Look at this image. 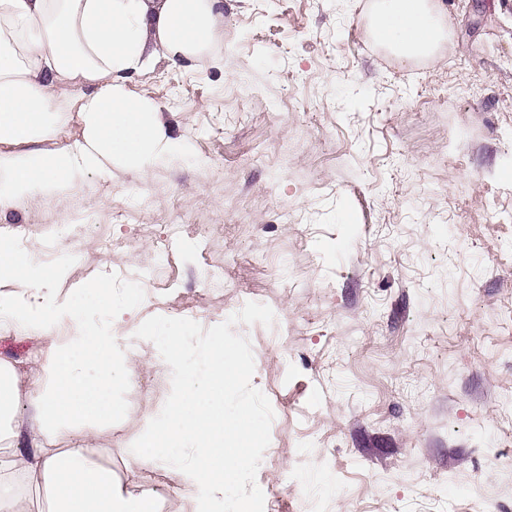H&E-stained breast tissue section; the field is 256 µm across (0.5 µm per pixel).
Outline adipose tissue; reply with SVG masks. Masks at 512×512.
<instances>
[{
  "instance_id": "adipose-tissue-1",
  "label": "adipose tissue",
  "mask_w": 512,
  "mask_h": 512,
  "mask_svg": "<svg viewBox=\"0 0 512 512\" xmlns=\"http://www.w3.org/2000/svg\"><path fill=\"white\" fill-rule=\"evenodd\" d=\"M370 33L407 59L435 55L447 38L437 0H375ZM223 37L224 0H0V206L116 157L143 172L174 158L159 105L132 97L129 75L161 60L192 65ZM60 86L76 88L75 98L55 100ZM74 117L80 136L43 150ZM52 273L0 238V330L45 344L29 377L0 360V512H159L157 494L123 483L96 459V437L112 426V394L130 381L133 356L114 336L96 335L68 301L42 296Z\"/></svg>"
}]
</instances>
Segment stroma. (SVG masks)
I'll return each mask as SVG.
<instances>
[{
	"label": "stroma",
	"mask_w": 512,
	"mask_h": 512,
	"mask_svg": "<svg viewBox=\"0 0 512 512\" xmlns=\"http://www.w3.org/2000/svg\"><path fill=\"white\" fill-rule=\"evenodd\" d=\"M440 4L447 41L403 60L370 37L371 0H224L209 57L128 81L176 159L0 209V237L42 263L75 253L47 299L139 354L97 455L163 491L161 512L194 505L168 491L181 473L124 446L171 389L134 333L177 305L209 328L241 300L276 314L234 327L275 414L269 512H512V0ZM202 224L219 230L200 248Z\"/></svg>",
	"instance_id": "35a3bbf8"
}]
</instances>
